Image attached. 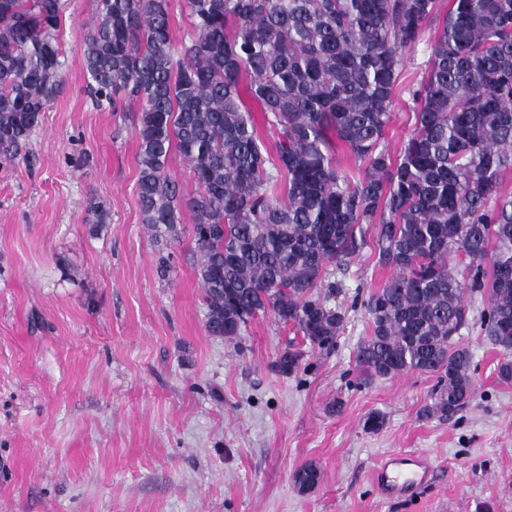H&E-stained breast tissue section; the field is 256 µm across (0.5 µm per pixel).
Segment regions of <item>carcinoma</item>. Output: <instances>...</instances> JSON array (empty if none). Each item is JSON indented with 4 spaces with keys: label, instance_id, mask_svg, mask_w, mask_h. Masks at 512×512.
Masks as SVG:
<instances>
[{
    "label": "carcinoma",
    "instance_id": "cac0c4a2",
    "mask_svg": "<svg viewBox=\"0 0 512 512\" xmlns=\"http://www.w3.org/2000/svg\"><path fill=\"white\" fill-rule=\"evenodd\" d=\"M193 29L177 46L171 0H96L85 37L87 93L112 111L139 104L137 192L156 241L194 216L209 335L234 339L270 313L312 351L336 349L342 310L326 270L348 269L372 225L392 271L362 305L364 380L436 379L422 418L446 421L472 400L471 356L454 341L467 298L481 332L512 352V0H185ZM66 0H0V166L27 153L63 85L58 32ZM438 27L431 68L412 90L416 129L397 158L384 147L406 54ZM278 129L271 163L243 98ZM364 173L338 166L330 135ZM198 185L184 200L172 149ZM288 342L275 368L302 366ZM302 492L321 473L305 464Z\"/></svg>",
    "mask_w": 512,
    "mask_h": 512
}]
</instances>
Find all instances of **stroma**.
I'll list each match as a JSON object with an SVG mask.
<instances>
[{"mask_svg":"<svg viewBox=\"0 0 512 512\" xmlns=\"http://www.w3.org/2000/svg\"><path fill=\"white\" fill-rule=\"evenodd\" d=\"M95 0L61 16L64 88L28 158L0 168V512H512V381L479 325L471 404L447 422L420 417L435 379L411 372L358 384L370 332L355 294L389 277L366 246L330 305L345 311L335 350L303 371L275 370L293 338L273 315L238 341L205 330L191 211L178 241L156 243L137 195V115L85 92L83 37ZM434 28L407 54L385 144L415 129L411 90L428 72ZM109 213L91 231V205ZM169 256L167 278L158 260ZM384 415L376 433L365 419ZM417 451L429 487L389 500L373 482L383 454ZM312 463L319 486L300 492Z\"/></svg>","mask_w":512,"mask_h":512,"instance_id":"stroma-1","label":"stroma"}]
</instances>
